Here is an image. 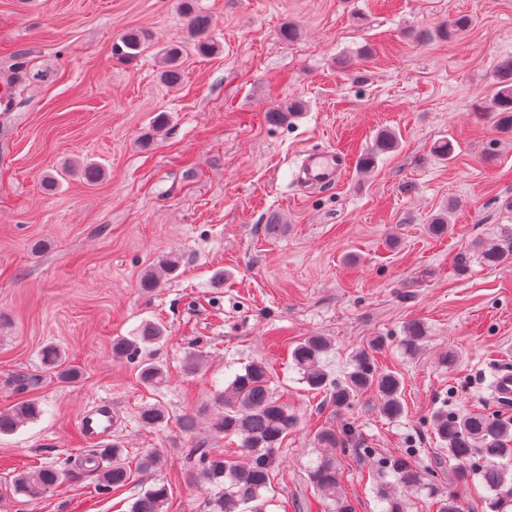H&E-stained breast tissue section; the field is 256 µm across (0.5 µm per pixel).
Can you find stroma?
Masks as SVG:
<instances>
[{
	"mask_svg": "<svg viewBox=\"0 0 512 512\" xmlns=\"http://www.w3.org/2000/svg\"><path fill=\"white\" fill-rule=\"evenodd\" d=\"M195 4L211 22L207 54L178 0H0V84L11 85L0 109V409L21 399L43 409L0 436V512H128L156 483L169 488L167 512H203L198 459L238 457V441L185 434L179 419L253 360L268 364L298 416L263 512H336L307 481L316 432L339 419L291 365V344L306 336L331 340L337 377L353 352L385 337L377 362L404 383L401 418L384 417L371 393L347 413L363 442L340 457L349 512H379V459L410 450L450 480L427 424L437 408L512 419L491 388L496 362L512 358V264L485 265L474 249L512 231V134L473 111L490 99L498 62L512 58V0ZM460 15L471 27L440 37ZM287 22L300 29L290 44L279 36ZM132 30L148 31L150 46L119 60L112 47ZM170 43L182 47L176 86L160 77ZM21 63L42 79L12 82ZM288 99L303 111L268 125L267 109ZM161 112L168 123L157 132ZM386 128L398 147L361 171L359 157ZM444 138L455 147L449 161L432 151ZM311 149L346 154L335 183L298 184ZM85 160L104 168L96 183L71 174L46 189L48 174ZM447 204L448 233L434 237L428 218ZM276 216L285 232L265 236ZM172 252L177 275L143 296L141 273ZM147 320L166 328L144 352L168 371L158 389L111 353ZM411 321L425 330L415 356L398 345ZM48 344L77 381L43 367ZM448 350L458 356L451 367L439 359ZM193 352L204 362L189 374ZM103 402L112 429L87 439L80 418ZM153 403L169 419L148 429L138 412ZM115 441L130 463L148 452L161 462L107 496L91 476L32 502L3 481Z\"/></svg>",
	"mask_w": 512,
	"mask_h": 512,
	"instance_id": "1",
	"label": "stroma"
}]
</instances>
